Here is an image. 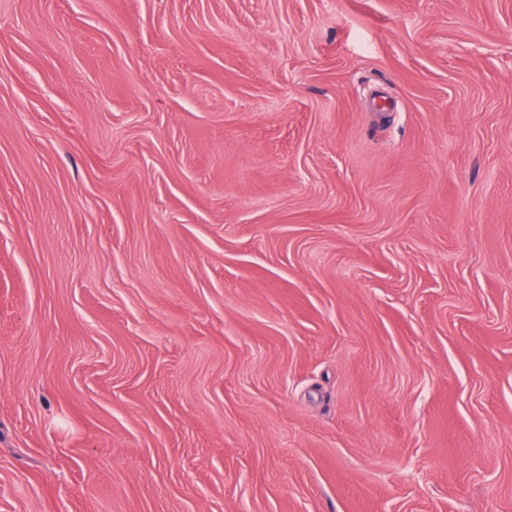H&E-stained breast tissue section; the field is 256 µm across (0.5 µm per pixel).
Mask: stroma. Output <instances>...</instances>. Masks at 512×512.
<instances>
[{
  "instance_id": "obj_1",
  "label": "stroma",
  "mask_w": 512,
  "mask_h": 512,
  "mask_svg": "<svg viewBox=\"0 0 512 512\" xmlns=\"http://www.w3.org/2000/svg\"><path fill=\"white\" fill-rule=\"evenodd\" d=\"M0 512H512V0H0Z\"/></svg>"
}]
</instances>
